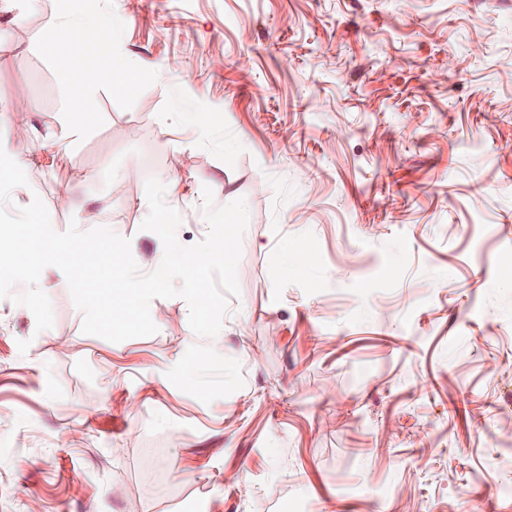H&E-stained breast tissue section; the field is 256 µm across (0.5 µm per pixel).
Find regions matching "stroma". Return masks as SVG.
Segmentation results:
<instances>
[{
	"label": "stroma",
	"instance_id": "1",
	"mask_svg": "<svg viewBox=\"0 0 512 512\" xmlns=\"http://www.w3.org/2000/svg\"><path fill=\"white\" fill-rule=\"evenodd\" d=\"M15 125L14 203L96 214L140 269L148 178L182 245L203 187L249 222L219 349L179 297L83 334L57 269L51 329L0 300V512H512V0H0ZM103 30L102 22L98 18H88L75 29L74 36L60 49L51 51L59 57L58 68L60 81L70 85L74 79L75 67L82 63L90 51L95 48ZM86 111L71 105L67 106L65 119L61 126L60 139L70 141L79 137L91 124Z\"/></svg>",
	"mask_w": 512,
	"mask_h": 512
}]
</instances>
